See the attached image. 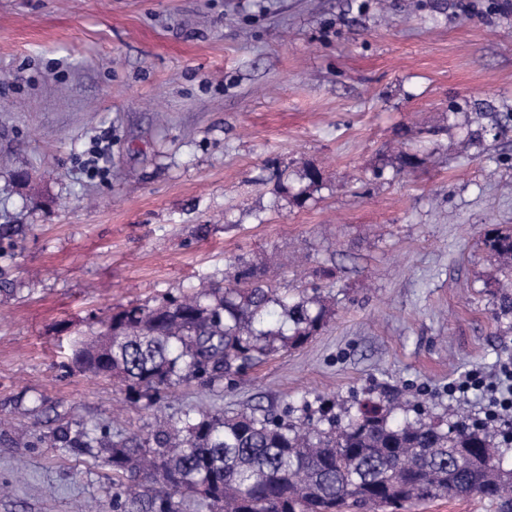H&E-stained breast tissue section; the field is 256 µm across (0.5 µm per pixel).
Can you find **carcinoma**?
<instances>
[{
  "mask_svg": "<svg viewBox=\"0 0 512 512\" xmlns=\"http://www.w3.org/2000/svg\"><path fill=\"white\" fill-rule=\"evenodd\" d=\"M479 144L512 132V112H477ZM486 247L511 273L512 231ZM225 285L202 284L192 296L112 314L102 336L73 349L71 365L124 385L135 401L159 406L183 383L214 385L306 342L330 311L317 289L293 297L239 260ZM398 404L362 407L342 422L303 429L275 413L226 415L191 408L145 435H114L110 426L70 417L48 435L18 433L22 448L44 444L88 454L112 467L115 512H380L437 497L479 496L512 512L505 451L480 425L392 417Z\"/></svg>",
  "mask_w": 512,
  "mask_h": 512,
  "instance_id": "cac0c4a2",
  "label": "carcinoma"
}]
</instances>
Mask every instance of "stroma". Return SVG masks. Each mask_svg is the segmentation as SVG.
<instances>
[{
  "label": "stroma",
  "instance_id": "stroma-1",
  "mask_svg": "<svg viewBox=\"0 0 512 512\" xmlns=\"http://www.w3.org/2000/svg\"><path fill=\"white\" fill-rule=\"evenodd\" d=\"M486 106L512 112V0H0V422L150 431L124 385L70 367L74 343L238 258L332 314L165 415L396 395L484 421L448 384L512 357L484 245L512 228V138L473 144ZM110 473L0 437V512H113Z\"/></svg>",
  "mask_w": 512,
  "mask_h": 512
}]
</instances>
